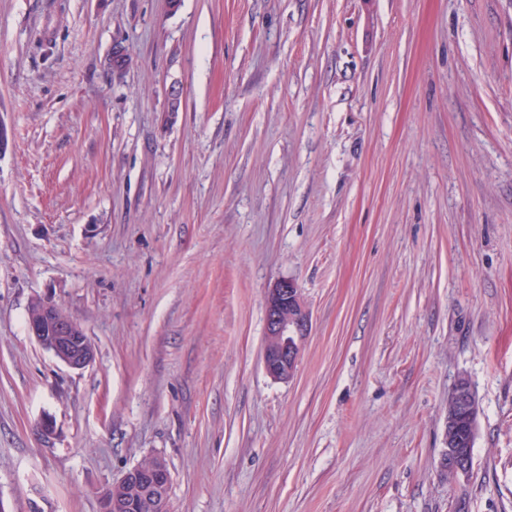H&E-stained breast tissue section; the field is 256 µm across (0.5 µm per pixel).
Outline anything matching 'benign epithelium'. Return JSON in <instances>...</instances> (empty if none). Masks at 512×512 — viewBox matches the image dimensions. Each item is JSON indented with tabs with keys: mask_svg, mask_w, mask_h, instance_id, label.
Returning a JSON list of instances; mask_svg holds the SVG:
<instances>
[{
	"mask_svg": "<svg viewBox=\"0 0 512 512\" xmlns=\"http://www.w3.org/2000/svg\"><path fill=\"white\" fill-rule=\"evenodd\" d=\"M264 368L276 380L293 376L300 355L301 342L309 328V313L295 284L278 282L268 290L266 301ZM28 332L46 350L72 369H83L94 359V348L82 326L61 308L34 302L28 311ZM479 405L470 382L465 377L456 382L455 407L448 417L447 444L458 448L476 432ZM441 467L453 474L467 476L471 471L468 455L443 453ZM172 482L171 471L161 459L149 466L137 465L128 470L113 487H127L131 495L115 497L111 493L100 499V512H165L166 493Z\"/></svg>",
	"mask_w": 512,
	"mask_h": 512,
	"instance_id": "benign-epithelium-1",
	"label": "benign epithelium"
}]
</instances>
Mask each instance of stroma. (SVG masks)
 Instances as JSON below:
<instances>
[{"label":"stroma","mask_w":512,"mask_h":512,"mask_svg":"<svg viewBox=\"0 0 512 512\" xmlns=\"http://www.w3.org/2000/svg\"><path fill=\"white\" fill-rule=\"evenodd\" d=\"M0 127V512L155 456L167 512H512V0H0ZM264 368L276 380L293 376L301 342L309 328V313L298 288L282 280L268 290L266 301ZM28 332L46 350L72 369L94 359V348L82 326L61 308L35 301L28 311ZM453 407V394L448 397V448H461L460 445L467 442L476 432L479 405L474 391L466 377H459L456 382L455 407ZM456 420L464 423L457 426Z\"/></svg>","instance_id":"obj_1"}]
</instances>
